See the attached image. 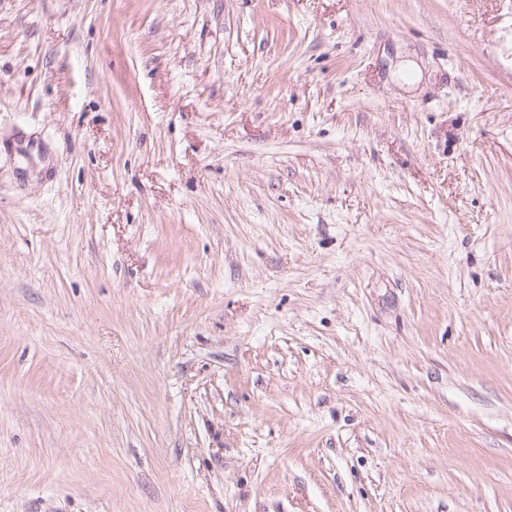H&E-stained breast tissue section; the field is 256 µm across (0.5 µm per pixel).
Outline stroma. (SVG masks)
I'll list each match as a JSON object with an SVG mask.
<instances>
[{"mask_svg":"<svg viewBox=\"0 0 512 512\" xmlns=\"http://www.w3.org/2000/svg\"><path fill=\"white\" fill-rule=\"evenodd\" d=\"M0 512H512V0H0Z\"/></svg>","mask_w":512,"mask_h":512,"instance_id":"stroma-1","label":"stroma"}]
</instances>
